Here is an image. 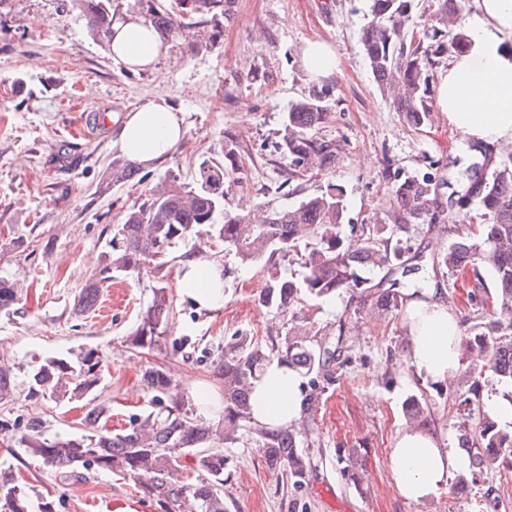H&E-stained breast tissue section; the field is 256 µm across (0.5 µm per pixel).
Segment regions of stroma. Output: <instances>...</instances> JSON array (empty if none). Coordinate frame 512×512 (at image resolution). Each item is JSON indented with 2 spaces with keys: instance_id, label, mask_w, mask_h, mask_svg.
Masks as SVG:
<instances>
[{
  "instance_id": "stroma-1",
  "label": "stroma",
  "mask_w": 512,
  "mask_h": 512,
  "mask_svg": "<svg viewBox=\"0 0 512 512\" xmlns=\"http://www.w3.org/2000/svg\"><path fill=\"white\" fill-rule=\"evenodd\" d=\"M61 3L0 0V278L28 295L22 312L0 313V358L26 371L47 355L71 358L95 350L99 389L112 406L108 426L115 431L153 412L142 378L151 365L162 366L198 417L217 421L222 402L204 392L220 383L206 352L241 332L265 341L293 318L262 307L260 270L241 266L233 251L203 233L171 248L164 279L146 272L118 276L103 289L97 310L73 314V299L98 267L125 210L169 176L192 183L202 161L221 163L231 154L239 181L228 189V209L285 208L336 184L351 220L341 228L347 238L352 225L384 218L391 175L445 173L460 156L459 135L438 112L431 123L414 128L397 111L393 93L380 90L361 43L368 0H230L210 49L199 52L192 37L176 38L144 73L116 64L80 12L63 11ZM316 38L329 42L339 59L336 73L317 81L300 60L306 42ZM315 87L325 89L331 106L321 133L341 150L335 167L292 179L280 149L285 112ZM160 89L185 114L181 147L141 168L139 184L107 187L112 163L122 157L116 140L124 115ZM60 150L77 157V166L62 167L55 158ZM14 235L24 240L23 250L10 249ZM455 237L451 223L417 224L407 244L423 252L428 267ZM197 258L219 262L227 272L219 311H196L177 291L178 269ZM467 278L462 271L434 278L466 327L496 307L491 296L470 304ZM159 283L173 299L171 324L160 348H133L128 338ZM305 311L321 327L345 319L352 344L350 363L315 414L317 468L293 486L285 474L268 469L255 438L243 436L225 451L231 512H512V478L504 472L478 473L465 485L450 481L440 497L413 504L399 495L388 469L391 441L407 424L403 406L412 395L427 400L428 424L441 443L456 447V405L475 382L467 369L441 384L415 377L401 313L374 314L362 291L307 302ZM185 338L196 346L193 355L178 349ZM7 410L21 425L41 416L49 438L83 432L75 402L35 401L20 392ZM355 452L367 467L361 488L345 479L337 462ZM0 464L13 467L30 497L51 495L56 512H173L164 500L139 493L134 481L93 467L67 477L13 447H0Z\"/></svg>"
}]
</instances>
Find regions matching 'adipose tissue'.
Returning <instances> with one entry per match:
<instances>
[{
    "label": "adipose tissue",
    "mask_w": 512,
    "mask_h": 512,
    "mask_svg": "<svg viewBox=\"0 0 512 512\" xmlns=\"http://www.w3.org/2000/svg\"><path fill=\"white\" fill-rule=\"evenodd\" d=\"M477 12L466 24L469 46L453 56L439 77L437 107L462 144L512 141V0H475ZM112 59L129 71L155 68L166 52L150 24L127 16L112 24ZM186 130L181 112L156 92L146 103L126 112L118 147L131 162L152 166L182 143ZM222 270L205 259L190 261L177 274L178 290L197 309L224 306ZM404 325L410 338L409 363L417 377L442 383L464 361L463 329L441 293L404 299ZM305 379L274 361L252 381V420L272 429L296 422L302 411ZM388 465L398 493L423 503L447 491L452 475L469 470L467 457L443 447L429 426L398 430Z\"/></svg>",
    "instance_id": "1"
}]
</instances>
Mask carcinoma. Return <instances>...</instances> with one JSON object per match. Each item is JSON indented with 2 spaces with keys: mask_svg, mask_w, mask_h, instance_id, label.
Listing matches in <instances>:
<instances>
[{
  "mask_svg": "<svg viewBox=\"0 0 512 512\" xmlns=\"http://www.w3.org/2000/svg\"><path fill=\"white\" fill-rule=\"evenodd\" d=\"M181 13L195 14L197 26H207L226 14L224 0H181ZM467 0H431L430 22L415 41L408 37L406 23L412 18L416 0H371L369 20L361 35L371 71L383 89L399 86L398 111L415 128L428 124L434 89L435 69L448 56L467 45L461 24ZM140 13L162 38L183 35L184 26L155 0H138ZM80 11L91 34L99 41L112 39V22L120 15L122 0H70ZM330 118L325 95L319 89L288 105L282 151L291 161L289 175L335 165L340 146L319 135ZM235 163L202 161L193 185L172 177L160 191H153L130 206L120 227L106 243L102 261L78 296L73 310L84 315L98 304L105 283L113 274H138L145 268L159 274L168 266V249L206 229L210 238L232 250L244 266H257L266 282L258 296L260 304L277 312H288L303 298H328L355 287L372 297V311L385 315L403 306L399 283L388 282L397 269L407 274L412 257L404 245L414 224H436L445 215L480 216L481 231L472 237L459 234L446 251L432 262V270L454 273L469 269L470 302L481 300L493 289L499 307L487 319L474 323L465 349L480 356V373L489 372L499 382L512 387V154L502 153L491 143L469 145V162L455 176L433 173L395 176L390 182L386 219L371 224L355 240L347 243L339 233L347 222L343 189L333 185L316 190L298 204L273 210L266 215L224 206L226 192H213V181L231 182ZM139 174L129 162L112 163V185H120ZM223 217L218 222L217 217ZM301 254L305 269L300 281L278 272L280 260ZM387 274L376 278L381 270ZM23 300L14 284L0 279V312L16 311ZM172 317V301L166 288L152 290V300L142 312L138 326L129 336L131 345L152 350L160 345ZM213 373L223 381L224 413L216 423L194 417L176 393L164 369L151 367L144 381L160 404L169 399L165 413L148 414L131 428L112 433L107 428L110 408L99 400L97 368L100 360L89 350L78 357V365L65 358L48 356L26 375L27 396L54 401L83 402L82 424L89 432L79 437L47 438L43 421L32 417L19 445L25 455L39 460L60 474H76L95 465L103 471L129 477L142 484L143 492L168 500L182 508L192 501L193 512H229L224 485L229 480L223 448L239 442L243 434L260 438L266 448V464L271 470L288 474L293 484L305 481L316 468L310 448L319 435L304 418L296 428L270 430L253 424L250 405L251 379L272 360L298 369L306 381L304 411L319 405L325 391L336 384L339 371L350 361L345 321L328 333L307 315L263 345L240 334L210 353ZM16 366L0 359V404L11 402L16 393ZM479 381L475 380L457 411L467 416L458 425V444L471 458L473 470L494 471L512 468V430L480 406ZM428 403L411 397L404 413L411 424L424 421ZM192 453L191 471L184 473L177 453ZM0 512H56L48 497L32 504L19 484L12 467L0 466Z\"/></svg>",
  "mask_w": 512,
  "mask_h": 512,
  "instance_id": "obj_1",
  "label": "carcinoma"
}]
</instances>
